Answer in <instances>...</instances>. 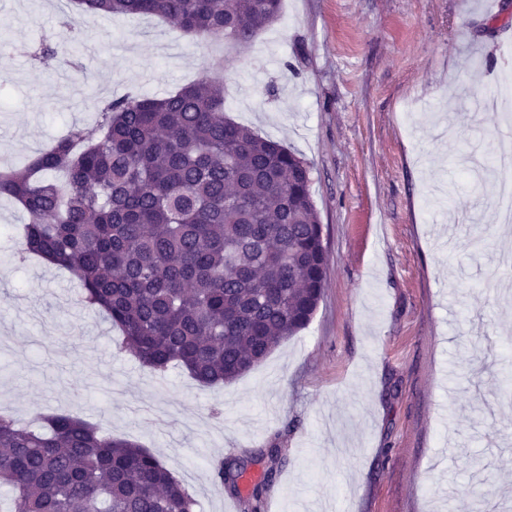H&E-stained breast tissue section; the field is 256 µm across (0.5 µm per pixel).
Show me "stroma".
<instances>
[{"mask_svg":"<svg viewBox=\"0 0 512 512\" xmlns=\"http://www.w3.org/2000/svg\"><path fill=\"white\" fill-rule=\"evenodd\" d=\"M282 0L249 46L148 16L0 0V169L115 97H163L203 66L233 121L310 168L327 271L311 322L236 381L159 372L80 300L70 274L16 263L25 213L0 200V410L69 414L151 450L224 512L212 466L265 448L263 512H506L512 499V253L494 178L512 124L479 100L512 74V0ZM78 18V37L68 23ZM56 43L42 63L41 44ZM256 462L264 463L265 474L263 478L255 483L248 494V510L251 512H261L263 506V495L266 487L274 480L280 466L278 448H268L262 454V458Z\"/></svg>","mask_w":512,"mask_h":512,"instance_id":"35a3bbf8","label":"stroma"}]
</instances>
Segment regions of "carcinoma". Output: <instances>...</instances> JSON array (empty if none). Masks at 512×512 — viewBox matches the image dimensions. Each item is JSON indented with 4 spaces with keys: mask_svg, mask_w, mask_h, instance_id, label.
Wrapping results in <instances>:
<instances>
[{
    "mask_svg": "<svg viewBox=\"0 0 512 512\" xmlns=\"http://www.w3.org/2000/svg\"><path fill=\"white\" fill-rule=\"evenodd\" d=\"M102 16L153 15L197 42L241 46L282 0H72ZM208 76L166 97L105 102L18 170L0 197L27 215L15 257L67 269L82 301L156 371L185 368L203 387L230 383L312 320L326 250L308 165L282 144L224 118ZM248 494L262 512L278 449ZM247 466L219 462L213 485L240 493ZM0 484L8 512H193L196 501L148 449L67 414L22 427L0 414Z\"/></svg>",
    "mask_w": 512,
    "mask_h": 512,
    "instance_id": "cac0c4a2",
    "label": "carcinoma"
}]
</instances>
